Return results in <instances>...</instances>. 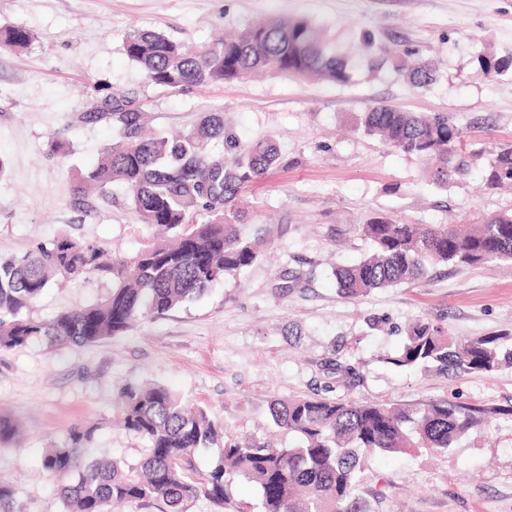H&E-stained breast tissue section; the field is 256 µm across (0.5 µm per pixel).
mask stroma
<instances>
[{"instance_id":"obj_1","label":"stroma","mask_w":512,"mask_h":512,"mask_svg":"<svg viewBox=\"0 0 512 512\" xmlns=\"http://www.w3.org/2000/svg\"><path fill=\"white\" fill-rule=\"evenodd\" d=\"M302 16L323 26L351 65L345 84L260 74L194 89L147 83L125 56L134 28L194 45L269 16ZM32 33L21 51L0 48V254L21 255L59 234L96 244L108 257L133 255L153 238L122 187L79 197V176L112 140L106 123H82L105 96L133 91L147 130L175 134L208 112L224 114L239 142L264 138L279 164L244 191L238 226L265 243L240 274L200 299L84 347L41 340L0 350V416L19 426L0 447V475L18 494L15 512H62L44 472L45 449L74 426L93 432L91 457L138 466L146 441L117 421V393L131 381L159 383L206 408L239 441L293 442L271 417L273 400L327 396L426 404L453 400L491 411L448 451H375L363 461L367 512H512V367L492 376H447L392 364L408 325L426 317L461 339L501 334L512 343V265L452 268L429 279L340 297L336 268L370 245L357 230L374 215L406 224H477L512 212V188L488 189L478 175L438 186L424 161L365 135L356 119L383 103L444 114L456 147L512 144V75L486 76L480 57L512 55V0H0V28ZM411 51L435 82L412 87L392 63L377 66L362 47ZM61 136L68 154L52 151ZM107 281L58 279L30 308L46 320L101 300ZM354 365L355 381L328 371Z\"/></svg>"}]
</instances>
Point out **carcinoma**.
Masks as SVG:
<instances>
[{
	"mask_svg": "<svg viewBox=\"0 0 512 512\" xmlns=\"http://www.w3.org/2000/svg\"><path fill=\"white\" fill-rule=\"evenodd\" d=\"M31 41L25 27L0 30V47L24 49ZM126 57L154 86L186 93L239 81L258 71L299 75L345 84L348 63L321 39L305 18H272L214 38L203 46L170 39L151 29H135L124 42ZM486 74L512 70V56L482 61ZM410 84L430 86L427 66L408 73ZM140 99L116 91L96 112L82 119L112 126V143L98 164L80 176L77 191L101 190L116 183L142 224L163 229L167 237L150 241L119 262L102 260L94 244L59 235L18 255L0 254V349L46 339L58 346L82 347L119 336L136 323L163 315L200 298L212 283L235 275L257 259V243L236 230L242 189L279 162L271 140L242 145L229 141L231 156L209 152L224 138V113L210 112L188 131L168 136H140ZM358 125L392 147L417 156L434 170L441 184L470 174L455 142L459 132L446 115L428 116L374 105L359 115ZM493 161L481 173L488 188L512 183V144L493 147ZM208 214L204 224L192 215ZM372 252L336 270L340 296L353 299L373 290L424 280L434 263L478 266L512 262V213L490 215L473 228L467 224H398L377 216L358 225ZM89 275L112 281L109 295L77 305L50 320L28 311L57 277ZM391 362L399 366L490 375L512 366V346L500 336L458 342L443 327L418 318ZM122 422L146 440L149 452L137 468L89 460L91 432L75 426L68 442L50 448L45 471L56 481L64 512H104V506L161 501L167 512H183L184 502L203 497L219 507L249 512L228 502L226 484L254 481L260 489V512H366L362 507V457L375 450L423 449L431 455L453 447L489 414L441 400L424 407L384 401L328 397L277 400V427L298 443L224 440V429L203 408L189 409L163 385L126 383L120 391ZM220 444L215 462L198 470L195 453ZM17 489L0 477V512H13Z\"/></svg>",
	"mask_w": 512,
	"mask_h": 512,
	"instance_id": "cac0c4a2",
	"label": "carcinoma"
}]
</instances>
